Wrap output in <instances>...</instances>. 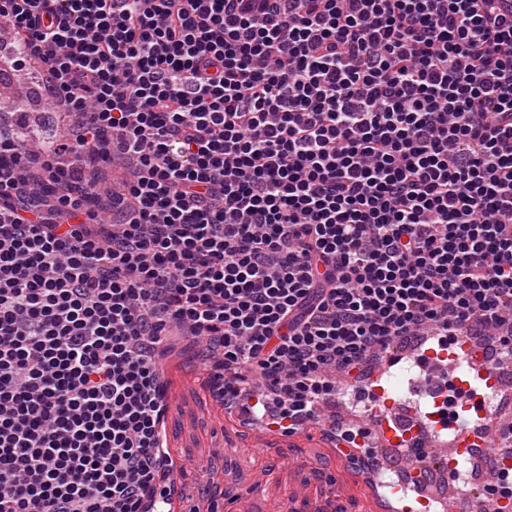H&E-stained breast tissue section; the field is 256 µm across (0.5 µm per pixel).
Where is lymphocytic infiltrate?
I'll return each instance as SVG.
<instances>
[{
    "mask_svg": "<svg viewBox=\"0 0 512 512\" xmlns=\"http://www.w3.org/2000/svg\"><path fill=\"white\" fill-rule=\"evenodd\" d=\"M0 512H169L163 360L296 429L395 341L512 362V0H0ZM124 173L120 193L98 188Z\"/></svg>",
    "mask_w": 512,
    "mask_h": 512,
    "instance_id": "f902f5d3",
    "label": "lymphocytic infiltrate"
}]
</instances>
